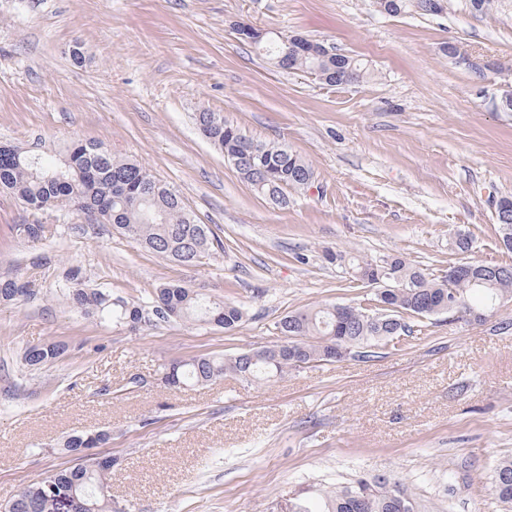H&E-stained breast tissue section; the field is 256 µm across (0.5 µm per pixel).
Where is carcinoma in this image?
Wrapping results in <instances>:
<instances>
[{"instance_id":"1","label":"carcinoma","mask_w":512,"mask_h":512,"mask_svg":"<svg viewBox=\"0 0 512 512\" xmlns=\"http://www.w3.org/2000/svg\"><path fill=\"white\" fill-rule=\"evenodd\" d=\"M285 45L271 48L283 70H302L329 85L357 83L368 75L362 62L347 56H318L298 47L284 55ZM201 135L224 159L234 164L241 179L255 191L286 207L287 189L307 185L311 168L287 146L258 142L224 117L203 111L196 115ZM0 189L16 196L27 209L43 211L60 204L94 211L112 228L144 250L170 262L191 266L214 246H221L206 224H199L187 211L182 198L139 163L119 156L98 142L77 140L57 163L17 147L0 145ZM17 235L30 242L48 232L44 224H17ZM350 278L376 288L365 303L325 304L283 316L276 329L284 341L257 350L247 359L242 352L230 357L196 356L174 360L165 376L171 386L203 384L232 373L247 382H268L288 371L321 361L338 360L347 353L367 358L381 344L396 345L413 333L405 316L433 317L448 313L453 305L464 311L484 308L512 298V266L503 265L498 275L484 271L486 264L459 261L463 265L452 277L432 278L423 269L401 258L366 259L330 254ZM37 295L35 284L18 277L0 279V304ZM65 297L77 310L100 320H126L133 324L185 321L214 324L231 331L243 320L241 307L217 301L181 283L165 282L150 292L147 302L129 304L92 288L75 276L67 278ZM68 345H35L24 353L30 367H41L66 355ZM108 433L73 432L65 441L66 452L78 463L49 477L58 488L74 493L86 512H112L110 471L92 458L81 456L84 448L107 443ZM43 482L21 488L0 512H58L56 499L45 494ZM496 498L512 505V460L499 462L493 474ZM288 512H414L407 493L385 479H359L327 495L317 511L302 498L288 500Z\"/></svg>"}]
</instances>
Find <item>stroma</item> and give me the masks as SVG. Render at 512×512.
Instances as JSON below:
<instances>
[{"label":"stroma","instance_id":"stroma-1","mask_svg":"<svg viewBox=\"0 0 512 512\" xmlns=\"http://www.w3.org/2000/svg\"><path fill=\"white\" fill-rule=\"evenodd\" d=\"M238 22L333 45L370 74L330 86L282 70L238 38ZM448 41L491 70L455 63ZM511 89L512 0L396 16L373 0H0V142L52 160L73 141L102 142L174 187L223 243L183 266L90 214L35 213L0 191V277L38 289L0 305V504L70 465L61 444L73 431L107 430L115 512H287L290 498L379 476L417 512H512L492 492L495 465L512 459V300L265 383L162 380L176 359L278 343L288 313L370 297L330 251L399 256L436 278L465 235L473 260L512 266L495 217L512 197V112L500 108ZM204 110L287 145L312 183L285 208L257 193L199 135ZM36 221L49 227L38 242L13 230ZM71 268L131 303L190 284L244 318L231 332L102 322L64 300ZM47 341L65 342L66 357L28 367L26 348Z\"/></svg>","mask_w":512,"mask_h":512}]
</instances>
